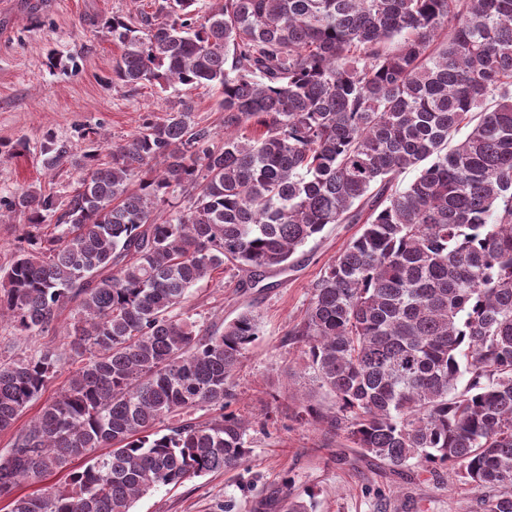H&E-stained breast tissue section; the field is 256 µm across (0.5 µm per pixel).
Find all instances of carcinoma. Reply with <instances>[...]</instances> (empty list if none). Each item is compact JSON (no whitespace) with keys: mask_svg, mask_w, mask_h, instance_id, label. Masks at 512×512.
Listing matches in <instances>:
<instances>
[{"mask_svg":"<svg viewBox=\"0 0 512 512\" xmlns=\"http://www.w3.org/2000/svg\"><path fill=\"white\" fill-rule=\"evenodd\" d=\"M197 2L107 21L113 76L218 89L224 132L185 102L106 161L91 141L64 206L0 197V223L29 227L0 266V318L39 335L75 304L78 363L0 457V499L133 512L161 486L246 469L253 423L231 410L232 377L259 316L202 334L176 310L219 270L244 288L326 225L359 224L286 333L336 407L303 415L395 472L448 473L479 512H512V0ZM67 154L47 134L44 167ZM61 364L50 347L0 363L1 433ZM198 408L221 415L198 423ZM288 488L255 512H312Z\"/></svg>","mask_w":512,"mask_h":512,"instance_id":"obj_1","label":"carcinoma"}]
</instances>
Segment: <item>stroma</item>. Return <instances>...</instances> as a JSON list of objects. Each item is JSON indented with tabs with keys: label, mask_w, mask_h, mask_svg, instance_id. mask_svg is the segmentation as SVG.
Masks as SVG:
<instances>
[{
	"label": "stroma",
	"mask_w": 512,
	"mask_h": 512,
	"mask_svg": "<svg viewBox=\"0 0 512 512\" xmlns=\"http://www.w3.org/2000/svg\"><path fill=\"white\" fill-rule=\"evenodd\" d=\"M153 9L154 0H0V196L35 186L66 201L79 176L74 163L93 129L118 144L144 120H163L185 101L196 120L222 128L218 90L163 92L113 80L120 49L105 20H133ZM48 132L69 150L68 160L51 171L41 157ZM357 231L354 224L327 225L297 253L293 268L267 273L263 286L242 288L231 273L218 272L190 289L181 314L199 329L220 330L245 309L258 313L260 335L235 374L232 408L265 426L250 433L248 474L218 472L160 488L136 502L135 512H214L228 497L238 512H252L253 503L286 477L294 493L314 492L313 512H476L473 491L454 478L392 471L362 457L345 438L294 418L301 404L326 410L333 400L318 389L300 348L286 343L285 334L303 317L320 269ZM73 313V306L62 308L54 330L40 337L19 335L9 320L0 321V361L42 343L65 355L17 428L28 426L42 403L67 386L75 368L67 356Z\"/></svg>",
	"instance_id": "1"
}]
</instances>
